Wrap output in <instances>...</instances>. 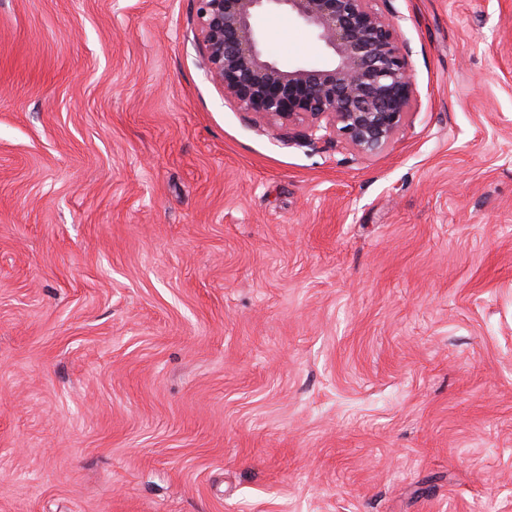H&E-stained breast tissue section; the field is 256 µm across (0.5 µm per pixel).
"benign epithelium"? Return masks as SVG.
<instances>
[{
  "mask_svg": "<svg viewBox=\"0 0 512 512\" xmlns=\"http://www.w3.org/2000/svg\"><path fill=\"white\" fill-rule=\"evenodd\" d=\"M379 0H197L196 38L210 80L243 112L271 127L306 125L313 143L334 132L365 154L388 147L413 108L408 47ZM287 10L328 52L322 66L272 58L258 26Z\"/></svg>",
  "mask_w": 512,
  "mask_h": 512,
  "instance_id": "benign-epithelium-1",
  "label": "benign epithelium"
}]
</instances>
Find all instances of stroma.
Here are the masks:
<instances>
[{"label": "stroma", "instance_id": "35a3bbf8", "mask_svg": "<svg viewBox=\"0 0 512 512\" xmlns=\"http://www.w3.org/2000/svg\"><path fill=\"white\" fill-rule=\"evenodd\" d=\"M391 4L366 156L225 99L196 0H0V512H512V0Z\"/></svg>", "mask_w": 512, "mask_h": 512}]
</instances>
